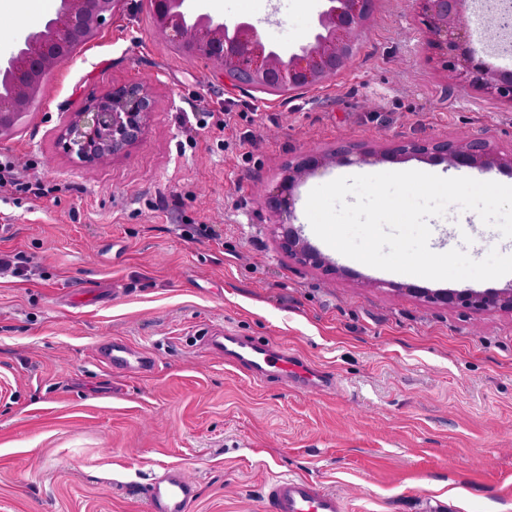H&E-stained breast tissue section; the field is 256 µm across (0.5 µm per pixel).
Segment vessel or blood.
<instances>
[{
    "instance_id": "1",
    "label": "vessel or blood",
    "mask_w": 512,
    "mask_h": 512,
    "mask_svg": "<svg viewBox=\"0 0 512 512\" xmlns=\"http://www.w3.org/2000/svg\"><path fill=\"white\" fill-rule=\"evenodd\" d=\"M203 345L223 357L226 364L244 370L258 382L276 381L286 386L329 388L334 379L306 364L288 350L274 347L264 337L234 332H209ZM98 359L111 371L146 376L155 369L154 359L122 339L98 345ZM197 490L180 469L171 467L155 475L144 490L145 512H189ZM266 512H344L340 495L304 476L273 479L264 497Z\"/></svg>"
}]
</instances>
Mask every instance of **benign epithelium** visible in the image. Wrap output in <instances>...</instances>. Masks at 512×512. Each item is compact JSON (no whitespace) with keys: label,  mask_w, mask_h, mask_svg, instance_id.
Masks as SVG:
<instances>
[{"label":"benign epithelium","mask_w":512,"mask_h":512,"mask_svg":"<svg viewBox=\"0 0 512 512\" xmlns=\"http://www.w3.org/2000/svg\"><path fill=\"white\" fill-rule=\"evenodd\" d=\"M496 34L512 46V0H494ZM424 34L427 61L445 74L448 84L512 106V69L502 70L479 55L471 41L468 14L470 0H414ZM124 0H60L54 17L24 27L7 55H0V78H8V91L0 93V139L18 132V121L40 93L36 80L44 79L68 59L70 46L80 47L97 33L106 15L120 11ZM154 33L187 54H202L224 78L238 85L239 75L248 85L265 88L281 75L288 63V77L303 87L319 85L349 65L361 30L372 13L371 0H322L312 22L314 36L298 51L284 53L264 42L257 25L243 18L233 23L234 34L225 36L224 20L201 10L195 0H151ZM155 97L146 81L112 87L65 117L58 131L63 148L86 162L106 163L125 148L138 143L154 110ZM350 151L338 146L329 153L311 152L288 166L275 190L260 194L272 213L293 214L294 189L300 180L329 165L350 161ZM422 155L450 166L489 169L512 167V151L503 153L489 140L476 136L437 141H408L379 155L367 152L359 160L396 159ZM273 236L288 257L304 267L336 274V266L310 246L292 224L273 225ZM434 304L460 305L475 312L499 310L512 313V289L500 292L431 291L416 285L395 287Z\"/></svg>","instance_id":"1"}]
</instances>
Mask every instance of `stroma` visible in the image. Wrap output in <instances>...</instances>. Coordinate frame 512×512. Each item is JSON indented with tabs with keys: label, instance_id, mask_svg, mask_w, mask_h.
Returning a JSON list of instances; mask_svg holds the SVG:
<instances>
[{
	"label": "stroma",
	"instance_id": "35a3bbf8",
	"mask_svg": "<svg viewBox=\"0 0 512 512\" xmlns=\"http://www.w3.org/2000/svg\"><path fill=\"white\" fill-rule=\"evenodd\" d=\"M219 14L292 50L314 12L223 0ZM423 44L413 0H377L344 72L279 97L176 52L146 0H126L49 75L0 141L50 189L0 197V254L26 266L0 271V512H144V485L167 467L197 485L189 512H263L266 482L295 474L348 512H512V314L398 292L414 276L325 247L305 203L339 166L302 179L292 222L340 276L281 252L257 194L342 143L470 135L512 151V109L449 88ZM140 81L156 97L142 141L106 165L58 145L68 112ZM198 112L233 118L197 131ZM462 217L431 218L430 247L512 253V238ZM205 328L267 337L337 385L254 382L203 348ZM112 338L151 354L153 373L102 368L95 350Z\"/></svg>",
	"mask_w": 512,
	"mask_h": 512
}]
</instances>
